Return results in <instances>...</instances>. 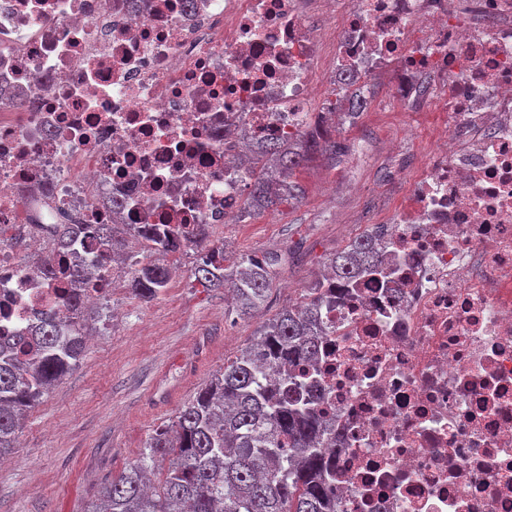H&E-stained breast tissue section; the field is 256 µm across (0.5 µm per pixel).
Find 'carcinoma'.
<instances>
[{
    "mask_svg": "<svg viewBox=\"0 0 512 512\" xmlns=\"http://www.w3.org/2000/svg\"><path fill=\"white\" fill-rule=\"evenodd\" d=\"M367 105L363 98L338 93L332 110L347 107L345 116L357 119ZM319 115L304 131L283 142L269 139L249 157L252 174L248 194L237 214L260 215L285 201L300 200L304 191L295 170L319 157H336L342 146L323 132ZM384 225L375 224L334 253L320 275L305 289L303 300L268 320L259 340L224 363L198 395L182 408L176 420L158 427L140 457L99 491L92 512H336L318 448L321 426L310 405L305 385L289 375L276 383L272 375L285 367L315 363L318 338L325 328L319 317L327 301L322 285L327 276L350 280L381 274ZM95 234L126 247L114 224H98ZM146 255L128 271L127 287L146 301L159 296L170 282L167 265L148 259L166 255L154 247V234L140 233ZM200 257L194 277L205 287L224 288L242 317L264 305L282 263V255L246 256L224 265V252L213 251L206 234L194 241ZM65 317L52 313L36 329L38 352L29 362L19 359L28 337L0 343V456L14 447L24 412L39 403L79 361L84 336H66Z\"/></svg>",
    "mask_w": 512,
    "mask_h": 512,
    "instance_id": "cac0c4a2",
    "label": "carcinoma"
}]
</instances>
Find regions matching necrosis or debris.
<instances>
[{
  "instance_id": "necrosis-or-debris-1",
  "label": "necrosis or debris",
  "mask_w": 512,
  "mask_h": 512,
  "mask_svg": "<svg viewBox=\"0 0 512 512\" xmlns=\"http://www.w3.org/2000/svg\"><path fill=\"white\" fill-rule=\"evenodd\" d=\"M328 2L0 0V338L111 303L130 259L93 225L229 223L243 155L323 94L436 80L442 145L386 228L395 271L337 284L305 383L336 512H512V0ZM68 217L78 239L47 246Z\"/></svg>"
}]
</instances>
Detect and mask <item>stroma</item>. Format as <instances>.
I'll use <instances>...</instances> for the list:
<instances>
[{
	"label": "stroma",
	"mask_w": 512,
	"mask_h": 512,
	"mask_svg": "<svg viewBox=\"0 0 512 512\" xmlns=\"http://www.w3.org/2000/svg\"><path fill=\"white\" fill-rule=\"evenodd\" d=\"M391 83L388 70L369 77L367 109L336 128L345 155L309 164L299 177L300 202L210 227L208 239L224 243L227 262L282 255L264 306L230 316L226 291L196 282L198 252L189 247L174 256L179 272L156 299H139L121 284L112 293L120 317L89 314L92 344L28 411L16 447L0 460V512H87L99 488L139 457L153 431L223 371L225 359L299 301L328 255L398 212L438 146V114L427 96L396 103Z\"/></svg>",
	"instance_id": "stroma-1"
}]
</instances>
